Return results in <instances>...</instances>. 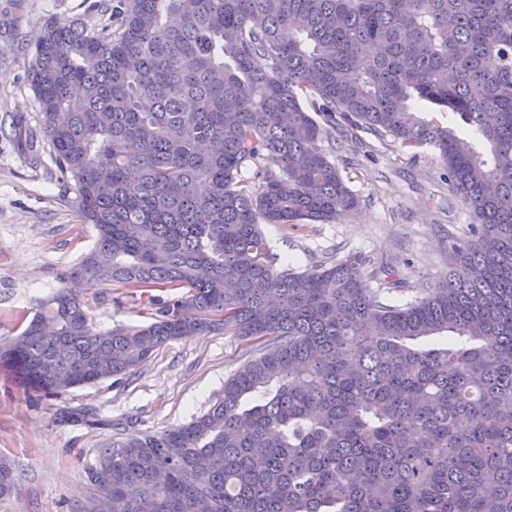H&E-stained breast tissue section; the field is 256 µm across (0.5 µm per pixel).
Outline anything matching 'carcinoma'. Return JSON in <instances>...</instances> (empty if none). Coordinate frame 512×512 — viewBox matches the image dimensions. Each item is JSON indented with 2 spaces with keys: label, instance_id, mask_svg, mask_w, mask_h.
I'll return each instance as SVG.
<instances>
[{
  "label": "carcinoma",
  "instance_id": "1",
  "mask_svg": "<svg viewBox=\"0 0 512 512\" xmlns=\"http://www.w3.org/2000/svg\"><path fill=\"white\" fill-rule=\"evenodd\" d=\"M95 8L96 31L44 28L28 78L96 245L0 344V370L57 396L180 338L265 340L206 413L100 450L101 512H512V0ZM306 99L437 151L474 223L425 294L388 300L360 256L277 268L260 225L358 203ZM108 282L188 292L99 331L78 288ZM15 486L1 456L0 497Z\"/></svg>",
  "mask_w": 512,
  "mask_h": 512
}]
</instances>
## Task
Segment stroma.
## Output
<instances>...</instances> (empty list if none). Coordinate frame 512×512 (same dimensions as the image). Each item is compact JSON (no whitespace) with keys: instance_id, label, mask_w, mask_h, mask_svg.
Here are the masks:
<instances>
[{"instance_id":"1","label":"stroma","mask_w":512,"mask_h":512,"mask_svg":"<svg viewBox=\"0 0 512 512\" xmlns=\"http://www.w3.org/2000/svg\"><path fill=\"white\" fill-rule=\"evenodd\" d=\"M94 0H0V343L17 336L61 276L93 248L96 232L76 211L74 181H63L47 145L12 139L13 123L41 131L27 69L44 27L79 20L96 30ZM321 148L336 162L359 204L331 224H266L283 266L305 271L362 254L365 271L389 264L404 281L394 301L422 294L448 271V236L473 217L448 184L434 150L326 123ZM80 298L95 329L134 328L154 311L146 290L91 284ZM260 349L220 331L162 345L126 380L111 379L54 397L25 392L0 372V456L14 466L18 493L0 512H87L99 498L87 478L115 439L158 433L206 413L224 382Z\"/></svg>"}]
</instances>
